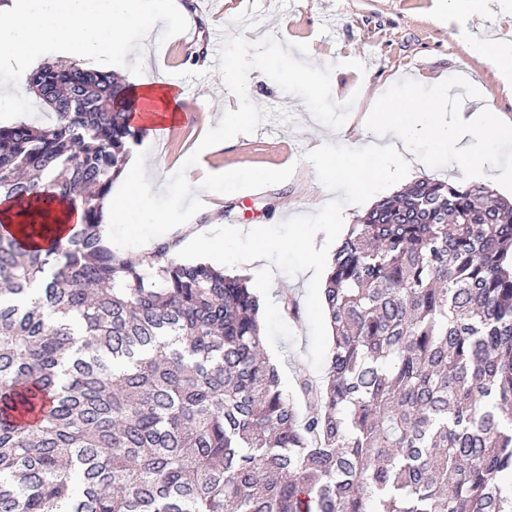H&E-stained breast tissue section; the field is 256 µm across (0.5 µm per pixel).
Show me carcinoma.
Returning <instances> with one entry per match:
<instances>
[{
  "label": "carcinoma",
  "mask_w": 512,
  "mask_h": 512,
  "mask_svg": "<svg viewBox=\"0 0 512 512\" xmlns=\"http://www.w3.org/2000/svg\"><path fill=\"white\" fill-rule=\"evenodd\" d=\"M26 81L53 120L0 125V512H512V202L417 181L349 225L302 416L247 278L103 245L130 86Z\"/></svg>",
  "instance_id": "obj_1"
}]
</instances>
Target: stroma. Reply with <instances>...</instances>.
<instances>
[{
    "instance_id": "stroma-1",
    "label": "stroma",
    "mask_w": 512,
    "mask_h": 512,
    "mask_svg": "<svg viewBox=\"0 0 512 512\" xmlns=\"http://www.w3.org/2000/svg\"><path fill=\"white\" fill-rule=\"evenodd\" d=\"M179 2L185 7L188 29L197 38L182 45L181 63L175 68L166 64L171 42L150 40L144 73L165 79L181 92L183 135L157 140L146 133L138 142L139 147L154 152L167 174H175L183 166L207 129L217 127L226 109L238 107V97L207 64L218 50L208 34L218 27L233 35L244 34L251 41L272 33L282 42H306L317 66L333 65V99L355 101L345 122V136L332 143L335 149H344L351 142L364 147L378 140V132L364 123L372 109V92L394 98L410 89L426 97L433 94L438 82L447 93L444 110L449 117L484 100L495 108L504 125L512 126V94L504 93L489 67L460 44L440 0ZM468 25L478 37L494 32L512 39V0H486L485 10L470 17ZM350 59L363 61L365 73L348 68ZM247 87L256 105L287 110L293 120H266L254 133L204 154L196 169L215 177L216 182L212 192L204 194L205 206L192 221L243 228V235L227 243L229 258L223 268L246 276L257 291L265 351L284 388L291 391L296 387V369H304L311 379H322L332 343L320 310L324 280L311 276L306 254L292 249L291 240L311 224L355 223L358 216L400 190L405 182L396 179L375 184L363 201L348 190H328L318 170L324 125L311 116L301 98L285 94L259 70L250 72ZM416 150L428 163L413 173V180L469 186V179L462 177L451 156L438 155L426 142L417 143ZM248 168L277 171L281 177L255 189L242 184L228 187L219 180L225 170ZM254 224L280 244L262 269L236 259L250 249L247 231ZM286 298L292 302L288 314L282 310Z\"/></svg>"
}]
</instances>
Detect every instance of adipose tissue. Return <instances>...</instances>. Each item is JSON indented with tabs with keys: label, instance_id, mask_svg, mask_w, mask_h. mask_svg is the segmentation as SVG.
Returning <instances> with one entry per match:
<instances>
[{
	"label": "adipose tissue",
	"instance_id": "adipose-tissue-1",
	"mask_svg": "<svg viewBox=\"0 0 512 512\" xmlns=\"http://www.w3.org/2000/svg\"><path fill=\"white\" fill-rule=\"evenodd\" d=\"M481 0H447L448 17L457 21V35L469 41L473 50L494 71L503 90H512V41L471 37L463 19L478 11ZM133 96L141 103L143 118L154 137L166 135L182 107L181 97L171 84L147 80L134 84ZM371 122L382 133V139L366 148L349 147L344 151L322 153L320 171L336 189L351 188L356 195L368 194L373 182L390 180L395 171H409L426 165L425 157L416 153L414 144L424 140L438 151H451L458 169L471 177L488 175L480 161L477 144L490 137L499 126L495 110L479 105L458 123L442 120L437 100L407 93L390 100L371 115Z\"/></svg>",
	"mask_w": 512,
	"mask_h": 512
}]
</instances>
